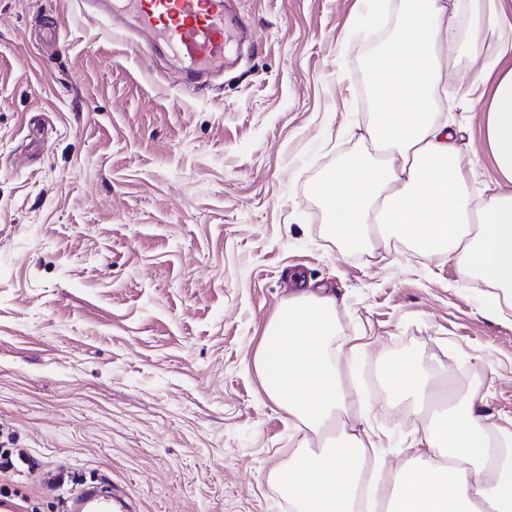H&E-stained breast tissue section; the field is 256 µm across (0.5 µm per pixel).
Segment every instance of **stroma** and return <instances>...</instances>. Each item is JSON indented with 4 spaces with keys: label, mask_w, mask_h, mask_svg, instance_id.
<instances>
[{
    "label": "stroma",
    "mask_w": 512,
    "mask_h": 512,
    "mask_svg": "<svg viewBox=\"0 0 512 512\" xmlns=\"http://www.w3.org/2000/svg\"><path fill=\"white\" fill-rule=\"evenodd\" d=\"M400 5L368 23L366 0H232L247 33L197 88L76 0H0V447L34 460L0 476V500L61 512L95 481L136 512H292L272 475L299 436L253 357L301 284L336 295L335 346L392 467L416 455L383 389L406 355L455 386L477 371L512 428V309L448 259L344 250L314 191L370 147L366 63ZM484 63L450 57L443 103L478 195L499 178L490 88L470 82Z\"/></svg>",
    "instance_id": "1"
}]
</instances>
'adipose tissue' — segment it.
Segmentation results:
<instances>
[{"mask_svg":"<svg viewBox=\"0 0 512 512\" xmlns=\"http://www.w3.org/2000/svg\"><path fill=\"white\" fill-rule=\"evenodd\" d=\"M471 9L478 27L468 39L448 0H409L396 33L369 60L378 119L367 134L376 150L337 164L315 193L328 235L343 247L395 240L428 260L450 258L462 281L493 289L512 308V68L476 76L494 83L485 137L510 189L497 184L474 199L456 133L437 117L444 53L471 55L480 41L507 51L495 0H471ZM335 341V295L303 291L269 322L254 355L269 399L298 429L325 439L319 449L300 440L275 473L294 512H356L362 491L370 512H512V431L477 409V392L413 436L412 462L388 467L371 436L346 423L361 398Z\"/></svg>","mask_w":512,"mask_h":512,"instance_id":"1","label":"adipose tissue"}]
</instances>
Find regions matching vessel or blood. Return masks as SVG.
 <instances>
[{
    "label": "vessel or blood",
    "instance_id": "vessel-or-blood-1",
    "mask_svg": "<svg viewBox=\"0 0 512 512\" xmlns=\"http://www.w3.org/2000/svg\"><path fill=\"white\" fill-rule=\"evenodd\" d=\"M103 16L133 17L149 41L163 44L183 73L196 77L224 66L231 28L225 0H98ZM68 512H133L131 500L117 492L83 487L69 499Z\"/></svg>",
    "mask_w": 512,
    "mask_h": 512
}]
</instances>
